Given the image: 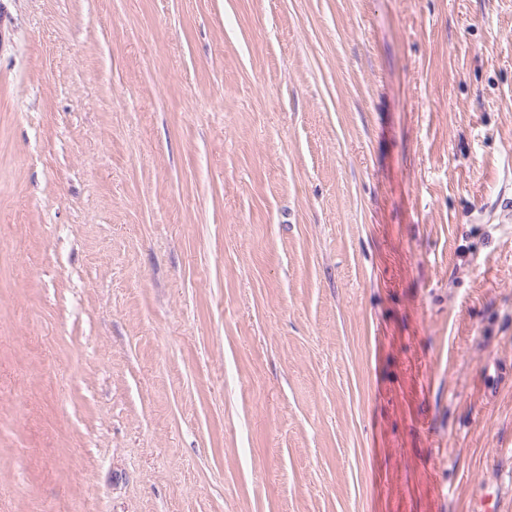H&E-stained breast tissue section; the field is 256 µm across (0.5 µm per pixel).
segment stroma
<instances>
[{
    "mask_svg": "<svg viewBox=\"0 0 512 512\" xmlns=\"http://www.w3.org/2000/svg\"><path fill=\"white\" fill-rule=\"evenodd\" d=\"M512 512V0H0V512Z\"/></svg>",
    "mask_w": 512,
    "mask_h": 512,
    "instance_id": "1",
    "label": "stroma"
}]
</instances>
